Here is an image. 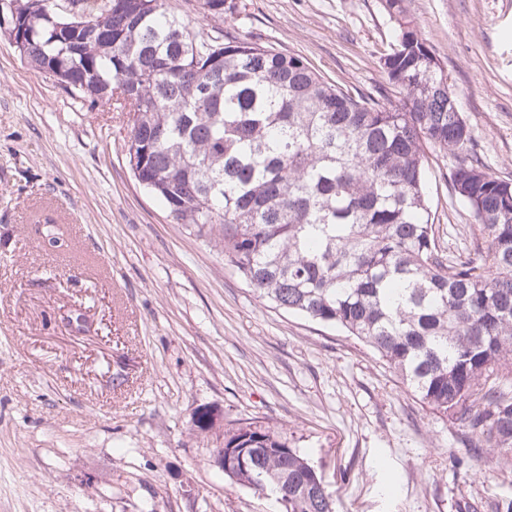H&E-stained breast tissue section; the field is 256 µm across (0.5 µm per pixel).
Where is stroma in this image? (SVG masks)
<instances>
[{
    "instance_id": "1",
    "label": "stroma",
    "mask_w": 512,
    "mask_h": 512,
    "mask_svg": "<svg viewBox=\"0 0 512 512\" xmlns=\"http://www.w3.org/2000/svg\"><path fill=\"white\" fill-rule=\"evenodd\" d=\"M199 37L305 59L350 92L388 89L383 0H170ZM486 170L512 179V0H405ZM127 115L89 109L0 34V512H275L225 477L193 426L275 429L336 512H512V458L473 450L356 337L261 302L171 223L126 162ZM448 257L478 232L427 152ZM52 220L66 245L41 235Z\"/></svg>"
}]
</instances>
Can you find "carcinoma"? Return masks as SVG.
Returning a JSON list of instances; mask_svg holds the SVG:
<instances>
[{
	"mask_svg": "<svg viewBox=\"0 0 512 512\" xmlns=\"http://www.w3.org/2000/svg\"><path fill=\"white\" fill-rule=\"evenodd\" d=\"M7 2L21 57L89 108L114 97L133 114L136 181L257 298L344 329L476 447L512 454V180L479 161L404 0H385L395 103L272 47L199 38L166 0H70L83 26L51 5ZM430 146L455 158L451 188L487 242L452 261L431 219ZM217 419L201 408L193 422L211 432ZM222 448L213 463L280 512H336L321 474L269 428L227 431Z\"/></svg>",
	"mask_w": 512,
	"mask_h": 512,
	"instance_id": "obj_1",
	"label": "carcinoma"
}]
</instances>
